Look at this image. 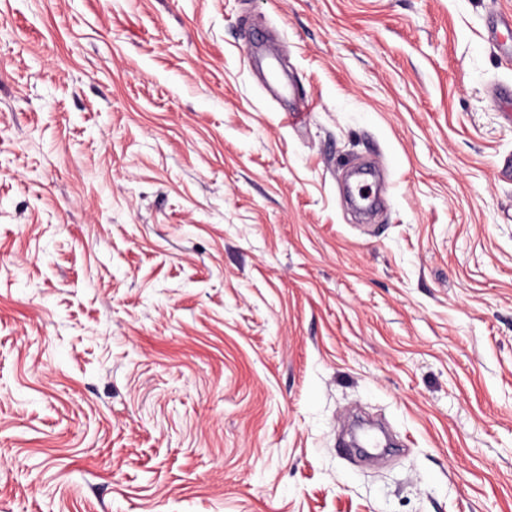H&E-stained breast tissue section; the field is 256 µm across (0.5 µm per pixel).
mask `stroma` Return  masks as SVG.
<instances>
[{
	"label": "stroma",
	"mask_w": 512,
	"mask_h": 512,
	"mask_svg": "<svg viewBox=\"0 0 512 512\" xmlns=\"http://www.w3.org/2000/svg\"><path fill=\"white\" fill-rule=\"evenodd\" d=\"M505 15L0 0V512H512Z\"/></svg>",
	"instance_id": "35a3bbf8"
}]
</instances>
